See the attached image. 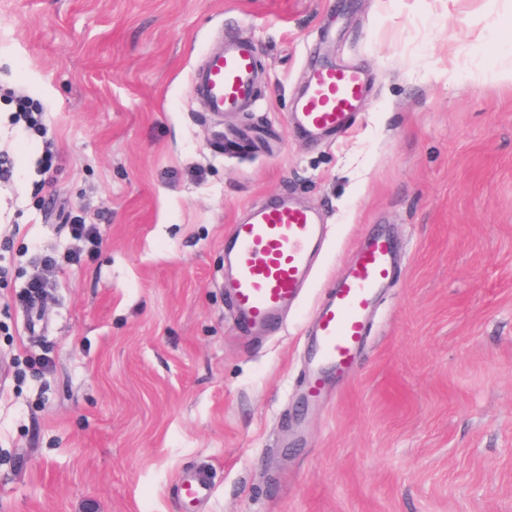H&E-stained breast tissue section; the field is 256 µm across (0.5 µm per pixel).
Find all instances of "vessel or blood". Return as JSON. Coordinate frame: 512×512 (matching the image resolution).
<instances>
[{"instance_id": "obj_1", "label": "vessel or blood", "mask_w": 512, "mask_h": 512, "mask_svg": "<svg viewBox=\"0 0 512 512\" xmlns=\"http://www.w3.org/2000/svg\"><path fill=\"white\" fill-rule=\"evenodd\" d=\"M255 75L254 45L228 34L223 51L209 57L193 88L209 111L233 112L255 103ZM366 94L365 74L359 68H313L295 104L294 121L311 138L342 136L352 127ZM324 235L325 227L313 211L284 199L254 209L246 221L233 225L225 253L233 269L232 301L245 323H271L296 302ZM356 252L353 264L315 312L305 389L310 401L319 399L331 373L353 368L366 336L368 314L392 276V244L384 235L358 242ZM210 494L205 476L182 478L183 499L194 501Z\"/></svg>"}]
</instances>
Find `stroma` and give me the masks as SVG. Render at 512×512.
<instances>
[{
  "label": "stroma",
  "mask_w": 512,
  "mask_h": 512,
  "mask_svg": "<svg viewBox=\"0 0 512 512\" xmlns=\"http://www.w3.org/2000/svg\"><path fill=\"white\" fill-rule=\"evenodd\" d=\"M508 21L512 0H0V512H512ZM227 26L257 101L216 115L190 83ZM324 61L370 93L312 143L290 112ZM285 195L329 236L249 336L224 242ZM377 231L395 281L354 372L304 403L311 312ZM211 494V484L203 475H187L181 480V497L192 502L206 499Z\"/></svg>",
  "instance_id": "1"
}]
</instances>
